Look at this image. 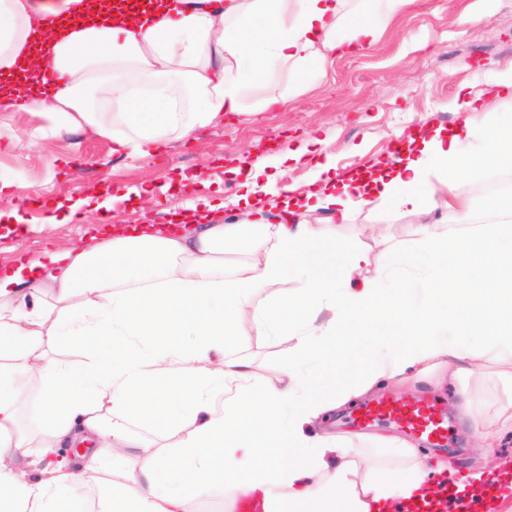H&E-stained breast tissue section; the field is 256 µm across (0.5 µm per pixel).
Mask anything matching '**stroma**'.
<instances>
[{
  "label": "stroma",
  "instance_id": "stroma-1",
  "mask_svg": "<svg viewBox=\"0 0 512 512\" xmlns=\"http://www.w3.org/2000/svg\"><path fill=\"white\" fill-rule=\"evenodd\" d=\"M467 16L463 25L454 20ZM512 66V0H412L389 23L381 40L369 50L336 56L312 91L293 99L279 112L250 121L233 117L203 129L195 143H176L153 157L121 160L110 141L66 135L16 154L0 137V175L17 185L15 195L0 196V210L19 208L25 232L0 236V272L17 262L41 260L45 249H67L87 225L107 220L127 224L137 213L181 211L198 192L171 185V178L207 170L216 184L206 194L224 205L225 217L240 205L235 184L224 180V165L238 163L244 171L263 170L276 185L309 190L317 176L315 161L330 163L342 174L367 167L398 139L431 122L453 131L460 122L451 104L463 87L487 88L497 70ZM308 150L301 162L292 153ZM103 193L104 206L83 209L81 218L52 215L50 205L61 198L80 200ZM55 223H48V216ZM416 216L389 207L353 211L347 223L334 224L330 235L350 248L369 253L380 267L398 250L414 248ZM235 352L263 367L270 378L287 366L292 343L282 335L241 336ZM468 387L485 423L498 420L512 392V376L471 375L465 381L438 372L388 388L391 396L421 393L445 404L451 421L447 444L438 457L467 467L476 440L459 419L457 393ZM353 405L332 411L324 421L331 433L351 434L356 448L374 447V437L401 436L389 423L355 422Z\"/></svg>",
  "mask_w": 512,
  "mask_h": 512
}]
</instances>
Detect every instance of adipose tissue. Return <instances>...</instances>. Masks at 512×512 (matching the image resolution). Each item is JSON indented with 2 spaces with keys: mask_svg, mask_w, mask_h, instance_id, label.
<instances>
[{
  "mask_svg": "<svg viewBox=\"0 0 512 512\" xmlns=\"http://www.w3.org/2000/svg\"><path fill=\"white\" fill-rule=\"evenodd\" d=\"M112 0H0V130L14 150L65 134L90 133L113 154L139 159L191 139L226 116L278 111L308 91L343 47L369 49L410 0H379L360 19V0H150L145 8L95 15ZM61 75L38 93L47 65ZM288 77L278 94L248 101L266 74ZM512 98V68L489 90L462 92L453 134L435 128L409 140L369 174L333 178L299 195L249 174L246 220L214 211L187 224L140 217L92 248L46 251L0 277V512H63L100 474L120 473L130 495L112 512H185L187 500L220 483L229 500L259 496L264 512H404L432 499L454 468L405 440H383L381 458L349 447L344 435L318 436L314 422L374 387L434 371L455 375L512 369V196L485 197L480 209L451 189L479 169L512 172V120L480 124L469 115L485 98ZM38 118L31 136L14 125ZM463 229L441 230L438 200ZM377 204L419 215L422 252L407 265L431 274L415 282L367 278L366 250L342 266L327 225ZM317 212L321 223L304 222ZM245 245L233 270L225 252ZM277 287L275 307L257 297ZM48 292L50 306L35 296ZM334 318L314 329L320 308ZM374 328L371 366L361 383L336 387V366ZM288 336L293 357L282 376L250 361L210 355L240 333ZM51 345L81 347L80 367L47 357ZM46 385L48 432L33 442L17 410ZM191 424L179 454L159 448ZM94 439L98 452L77 468L46 467L38 478L13 462L34 445Z\"/></svg>",
  "mask_w": 512,
  "mask_h": 512,
  "instance_id": "ef3b65f1",
  "label": "adipose tissue"
}]
</instances>
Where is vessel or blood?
<instances>
[{
  "label": "vessel or blood",
  "mask_w": 512,
  "mask_h": 512,
  "mask_svg": "<svg viewBox=\"0 0 512 512\" xmlns=\"http://www.w3.org/2000/svg\"><path fill=\"white\" fill-rule=\"evenodd\" d=\"M380 418L393 420L437 444L447 437L448 425L440 405L429 397L417 396L404 402L383 397L358 414L359 421L365 424Z\"/></svg>",
  "instance_id": "b4317fda"
}]
</instances>
